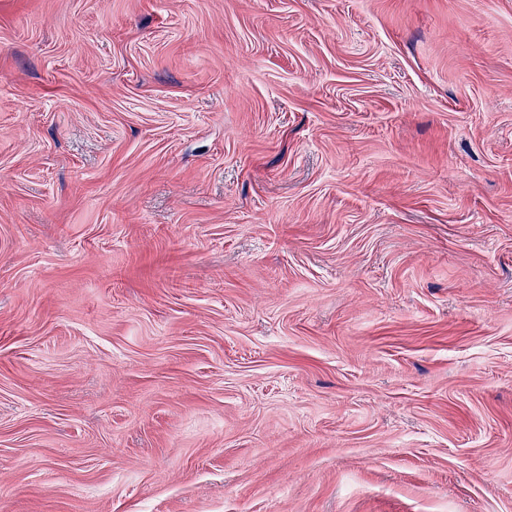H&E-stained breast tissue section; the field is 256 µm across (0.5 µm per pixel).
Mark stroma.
I'll use <instances>...</instances> for the list:
<instances>
[{"instance_id":"35a3bbf8","label":"stroma","mask_w":512,"mask_h":512,"mask_svg":"<svg viewBox=\"0 0 512 512\" xmlns=\"http://www.w3.org/2000/svg\"><path fill=\"white\" fill-rule=\"evenodd\" d=\"M0 512H512V0H0Z\"/></svg>"}]
</instances>
